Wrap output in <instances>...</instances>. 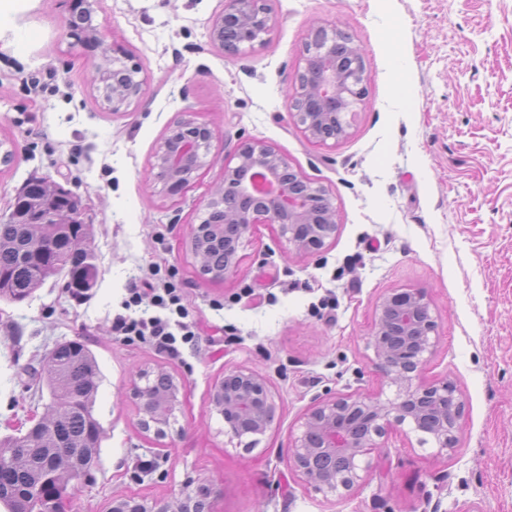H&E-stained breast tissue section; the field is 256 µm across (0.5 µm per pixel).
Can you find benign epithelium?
Masks as SVG:
<instances>
[{
  "mask_svg": "<svg viewBox=\"0 0 512 512\" xmlns=\"http://www.w3.org/2000/svg\"><path fill=\"white\" fill-rule=\"evenodd\" d=\"M272 28L267 0H224V10L213 21L212 41L229 51L262 42ZM334 28L323 26L313 32L304 48L306 66L298 72L290 88L292 102L315 100L331 106L342 97L353 105L365 94L366 75L358 47L350 48L353 66L341 75L336 69L324 70L315 80L305 78L310 56L336 47ZM105 34L98 35L95 47L110 53L112 72L121 71L131 84L121 94H112V110L130 105L141 90V68L120 46H104ZM294 117L305 134L317 142L336 138V125L346 135L350 121L345 113L309 112L295 109ZM213 130L194 119H181L170 127L163 146L150 167V179L161 186L169 198L184 194L196 174L211 164L208 159ZM235 165H224V181L207 199L205 209L212 211L219 202L233 197L237 207L224 220V276L238 267V249L261 224H276L291 249L300 255L321 251L336 232V210L327 191L305 180L306 191L299 192L285 178L288 160L273 148L258 142L241 143L234 155ZM436 322L431 314L428 294L423 289L406 288L385 296L378 304L373 328L375 365L388 384L393 397H334L321 401L303 417L301 430L290 445V461L302 479L317 493L341 496L370 472V455L380 449L378 439L393 428H407L418 435V443H433L438 451H448L455 443V432L463 417V405L456 400L452 381L433 385L419 382L420 374L437 343ZM165 372L162 367L139 369L132 381L130 395L136 401L143 430L166 435L171 415L179 403L175 394L154 412L146 410L147 382ZM210 403L224 420V433L242 440L263 435L276 412L275 394L262 375L238 368L216 383ZM431 403L441 410L435 422L423 419L422 409ZM211 492L196 488L195 495L177 501L137 500L133 497L112 500V512H209Z\"/></svg>",
  "mask_w": 512,
  "mask_h": 512,
  "instance_id": "7a95c632",
  "label": "benign epithelium"
}]
</instances>
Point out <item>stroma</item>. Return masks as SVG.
Returning <instances> with one entry per match:
<instances>
[{"instance_id":"obj_1","label":"stroma","mask_w":512,"mask_h":512,"mask_svg":"<svg viewBox=\"0 0 512 512\" xmlns=\"http://www.w3.org/2000/svg\"><path fill=\"white\" fill-rule=\"evenodd\" d=\"M264 43L230 54L210 39L224 0H96L94 22L142 68L140 99L103 110L89 89L102 57L73 48L71 0H12L0 15V218L31 179L70 190L97 277L84 302L48 278L21 302L0 299V439L50 404L32 380L56 344L84 342L101 374L96 464L68 512H108L113 497L178 498L207 485L213 512H512V0H269ZM336 27L362 51L367 95L346 138L310 142L287 93L312 28ZM211 124L212 163L168 199L149 163L176 120ZM245 141L272 146L333 197L335 239L299 257L268 226L236 275L211 282L186 249L224 164ZM175 268L198 323L173 357L112 334L132 278ZM425 289L438 343L422 380L450 378L465 404L453 452L390 430L367 477L339 497L309 488L290 441L315 401L378 394L371 327L377 301ZM223 310H214V302ZM334 305L321 315L322 302ZM158 364L183 383L167 435L142 431L133 373ZM243 366L272 386L278 412L247 449L224 434L210 394Z\"/></svg>"}]
</instances>
